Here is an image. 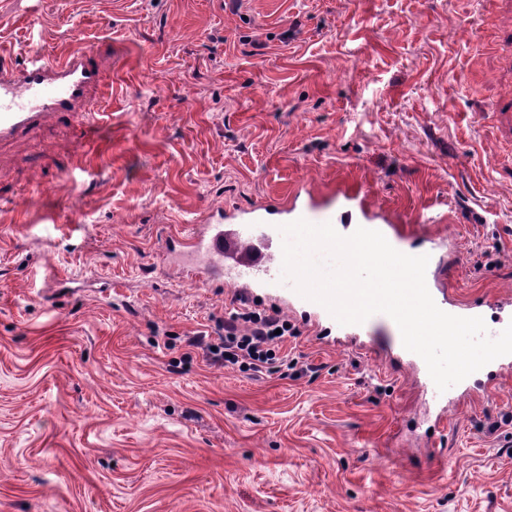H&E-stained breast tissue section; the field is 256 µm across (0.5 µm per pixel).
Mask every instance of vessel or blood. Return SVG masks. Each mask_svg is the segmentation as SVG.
<instances>
[{
	"mask_svg": "<svg viewBox=\"0 0 512 512\" xmlns=\"http://www.w3.org/2000/svg\"><path fill=\"white\" fill-rule=\"evenodd\" d=\"M101 82V69L92 49L81 48L62 58L41 54L23 63L0 60V141L20 139L47 119L77 121L84 140L98 138L101 122L85 109L88 93ZM341 205L329 201L291 200L278 207L257 205L246 211L206 209L195 219L178 244H165L164 253H180L183 276L193 282H219L235 295L252 298L264 292L285 297L289 306L308 313L337 333L357 339L373 338L375 318L360 324L340 325L321 304L301 297L282 269L280 225L303 218L313 224L331 223L344 236L364 227L381 232L387 241L401 233L387 216L369 210L359 190L337 189ZM446 242L432 240L425 280L436 305L444 312L475 317L480 309L459 303L454 289L446 287L441 252Z\"/></svg>",
	"mask_w": 512,
	"mask_h": 512,
	"instance_id": "1",
	"label": "vessel or blood"
}]
</instances>
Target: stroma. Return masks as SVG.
I'll list each match as a JSON object with an SVG mask.
<instances>
[{
    "label": "stroma",
    "instance_id": "obj_1",
    "mask_svg": "<svg viewBox=\"0 0 512 512\" xmlns=\"http://www.w3.org/2000/svg\"><path fill=\"white\" fill-rule=\"evenodd\" d=\"M86 46L101 144L0 143V512H512V369L433 426L408 366L305 326L242 372L205 349L231 289L160 254L349 183L451 240L460 299L512 294V0H0V58Z\"/></svg>",
    "mask_w": 512,
    "mask_h": 512
}]
</instances>
